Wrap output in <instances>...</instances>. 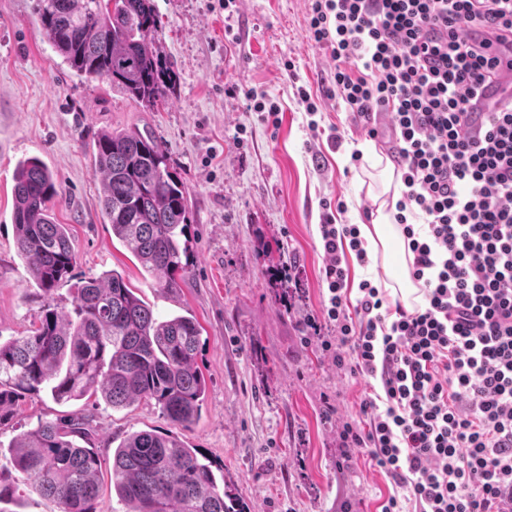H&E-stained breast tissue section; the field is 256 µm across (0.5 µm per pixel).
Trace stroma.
<instances>
[{"label": "stroma", "instance_id": "1", "mask_svg": "<svg viewBox=\"0 0 512 512\" xmlns=\"http://www.w3.org/2000/svg\"><path fill=\"white\" fill-rule=\"evenodd\" d=\"M35 0H0V341L25 335L46 302L71 310L61 284L45 294L16 253L12 189L20 161L36 157L60 196L77 255L74 279L116 270L162 317L193 316L207 381L199 418L171 423L155 403L111 409L101 398L20 400L0 425V445L41 421L88 415L103 462L97 512H127L110 478L113 449L130 433L179 437L235 484L246 512H379L394 492L366 456L342 460L345 425L363 429V399L378 381L337 368L306 323L328 297L319 224L369 223L375 210L351 155L375 145L327 96L334 63L309 38L308 0H155L159 49L173 67L167 104L152 112L108 82L78 75L36 22ZM317 109L305 111L299 90ZM275 101L261 121L249 94ZM150 130L189 191L191 276L176 295L152 288L100 213L92 145L104 130ZM342 134L340 145L328 136ZM291 266L293 280L280 278Z\"/></svg>", "mask_w": 512, "mask_h": 512}]
</instances>
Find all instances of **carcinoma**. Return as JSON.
Segmentation results:
<instances>
[{"mask_svg": "<svg viewBox=\"0 0 512 512\" xmlns=\"http://www.w3.org/2000/svg\"><path fill=\"white\" fill-rule=\"evenodd\" d=\"M36 0L38 22L55 52L80 76L105 79L131 101L155 109L168 100L170 63L158 50L154 0ZM101 175L100 211L112 236L160 290L174 294L190 275L188 189L162 142L136 128L103 131L93 143ZM60 195L37 158L19 163L13 186L15 244L49 293L69 281L76 254L52 217ZM200 326L192 316L159 319L117 271L74 288L67 313L47 305L24 336L0 342V422L21 398L44 391L67 403L101 395L114 408L153 400L173 423L199 416L206 380L197 365ZM88 416L41 421L23 432L0 465V504L16 489L13 469L53 498L59 512H96L102 460L90 447ZM112 489L128 512H245L229 481L218 486L198 450L155 430L127 435L112 452Z\"/></svg>", "mask_w": 512, "mask_h": 512, "instance_id": "carcinoma-1", "label": "carcinoma"}]
</instances>
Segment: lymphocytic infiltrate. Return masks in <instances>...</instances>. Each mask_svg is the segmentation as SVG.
Returning <instances> with one entry per match:
<instances>
[{
  "label": "lymphocytic infiltrate",
  "instance_id": "f902f5d3",
  "mask_svg": "<svg viewBox=\"0 0 512 512\" xmlns=\"http://www.w3.org/2000/svg\"><path fill=\"white\" fill-rule=\"evenodd\" d=\"M308 27L335 63L329 97L369 137L388 119L424 297L409 310L367 280L350 295L360 230L324 216L328 299L307 327L382 389L343 456L368 454L403 489L381 512H512V103L478 127L472 113L481 86L512 75V0H309Z\"/></svg>",
  "mask_w": 512,
  "mask_h": 512
}]
</instances>
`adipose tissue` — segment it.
Returning <instances> with one entry per match:
<instances>
[{
    "label": "adipose tissue",
    "instance_id": "1",
    "mask_svg": "<svg viewBox=\"0 0 512 512\" xmlns=\"http://www.w3.org/2000/svg\"><path fill=\"white\" fill-rule=\"evenodd\" d=\"M368 174L367 191L377 204L371 223L361 225L360 236L364 247L372 260L382 265L394 266L385 285L390 295L401 296L405 303L419 302L417 288L408 274V251L404 238L395 226V201L401 196L402 182L396 178L393 164L379 153H372Z\"/></svg>",
    "mask_w": 512,
    "mask_h": 512
}]
</instances>
